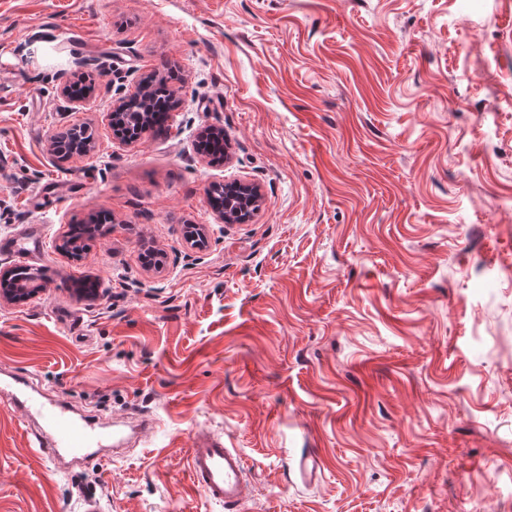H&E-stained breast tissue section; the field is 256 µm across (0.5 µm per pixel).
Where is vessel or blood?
I'll return each mask as SVG.
<instances>
[{
	"label": "vessel or blood",
	"instance_id": "obj_1",
	"mask_svg": "<svg viewBox=\"0 0 512 512\" xmlns=\"http://www.w3.org/2000/svg\"><path fill=\"white\" fill-rule=\"evenodd\" d=\"M0 399L23 411L31 446L59 469L102 462L124 439L121 429L108 430L76 414L37 389L28 376L1 375ZM188 458L193 478L208 499L234 507L248 501L244 459L236 449L225 447L221 437L194 440Z\"/></svg>",
	"mask_w": 512,
	"mask_h": 512
}]
</instances>
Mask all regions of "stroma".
<instances>
[{"label": "stroma", "mask_w": 512, "mask_h": 512, "mask_svg": "<svg viewBox=\"0 0 512 512\" xmlns=\"http://www.w3.org/2000/svg\"><path fill=\"white\" fill-rule=\"evenodd\" d=\"M171 73L164 133L125 144L113 102ZM232 181L263 195L244 224L208 202ZM29 224L47 286L0 301V366L158 425L63 473L0 404V512H226L191 481L202 432L243 453L245 512H512V0H0V243Z\"/></svg>", "instance_id": "35a3bbf8"}]
</instances>
